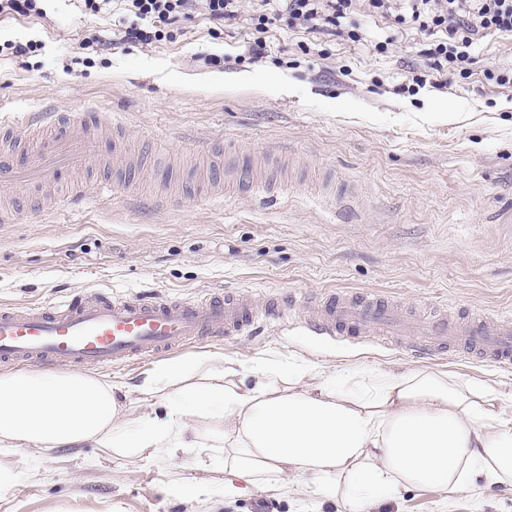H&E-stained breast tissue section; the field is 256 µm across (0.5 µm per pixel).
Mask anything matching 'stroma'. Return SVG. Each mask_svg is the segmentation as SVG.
Returning a JSON list of instances; mask_svg holds the SVG:
<instances>
[{"instance_id": "obj_1", "label": "stroma", "mask_w": 512, "mask_h": 512, "mask_svg": "<svg viewBox=\"0 0 512 512\" xmlns=\"http://www.w3.org/2000/svg\"><path fill=\"white\" fill-rule=\"evenodd\" d=\"M45 17H0V44L36 40L28 62L0 53V103L76 114L97 107L124 123L138 157L139 195L126 174L90 165L84 184L118 183L110 199L71 207L24 203L0 223V304H36L89 291L158 290L193 297L245 289L304 297L326 289L390 296L406 308L512 314V89L489 85L486 67H512V40L491 33L473 47L471 77L443 89H403L424 65L423 34L397 36L390 53L371 39L389 21L363 17L367 41L301 47L313 36L280 21L257 63H205L242 55L243 26L212 37L196 18L184 36L151 47L120 45L86 57L79 43L111 18L82 14L78 0H45ZM232 141L236 166L264 161L271 190L259 201L239 188L210 201L194 194L203 150ZM294 353L330 367L425 366L512 383V369L454 357L423 360L371 336L334 343L269 320L233 341L193 344L180 358L246 361ZM179 474L209 485L207 502L167 495L168 461L116 462L95 448H61L26 477L27 453L0 455L21 479L0 494V512H309L315 489L296 482L277 497L252 491L225 501L220 463L180 454ZM387 512H512V487L477 484L451 502L433 488L400 491Z\"/></svg>"}]
</instances>
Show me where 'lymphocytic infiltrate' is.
<instances>
[{
  "mask_svg": "<svg viewBox=\"0 0 512 512\" xmlns=\"http://www.w3.org/2000/svg\"><path fill=\"white\" fill-rule=\"evenodd\" d=\"M84 14L118 18V36L94 35L84 48L94 52L110 50L114 43L144 47L173 41L180 21L198 16L216 30L241 22L256 37L248 48L250 61L266 54L263 39L277 20L293 29L361 42L359 15L391 19L395 28L411 27L431 35L422 51L429 69L461 78L472 74V49L488 33L512 36V0H80Z\"/></svg>",
  "mask_w": 512,
  "mask_h": 512,
  "instance_id": "1",
  "label": "lymphocytic infiltrate"
}]
</instances>
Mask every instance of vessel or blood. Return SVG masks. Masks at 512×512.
I'll return each instance as SVG.
<instances>
[{"label": "vessel or blood", "mask_w": 512, "mask_h": 512, "mask_svg": "<svg viewBox=\"0 0 512 512\" xmlns=\"http://www.w3.org/2000/svg\"><path fill=\"white\" fill-rule=\"evenodd\" d=\"M100 123L94 112L77 121L43 109L23 123L1 113L0 139L25 159H0V187L27 193L59 185L90 163L121 161L119 151L105 150ZM297 310L301 326L326 341L378 336L422 358L451 352L512 367V317L477 312L452 319L442 310L418 318L389 297L335 289L301 300L281 293L259 299L242 290L192 299L95 291L56 304L4 306L0 366L101 370L202 340H231L268 318L288 321Z\"/></svg>", "instance_id": "vessel-or-blood-1"}]
</instances>
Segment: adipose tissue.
<instances>
[{
    "label": "adipose tissue",
    "instance_id": "1",
    "mask_svg": "<svg viewBox=\"0 0 512 512\" xmlns=\"http://www.w3.org/2000/svg\"><path fill=\"white\" fill-rule=\"evenodd\" d=\"M86 445L116 461L218 459L228 498L304 477L345 512H381L403 489L512 485V384L422 367L326 372L267 351L232 367L169 362L133 393L95 374L0 373V451Z\"/></svg>",
    "mask_w": 512,
    "mask_h": 512
}]
</instances>
